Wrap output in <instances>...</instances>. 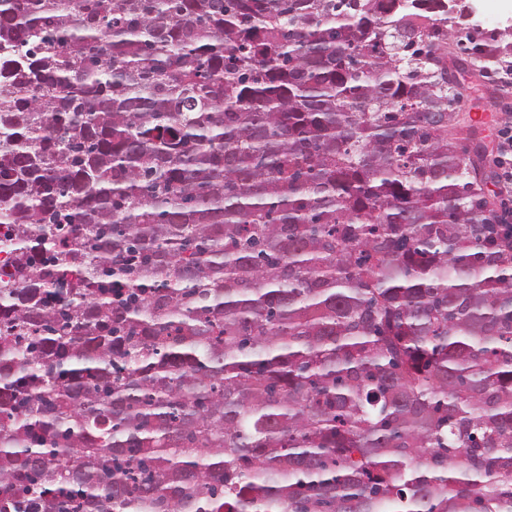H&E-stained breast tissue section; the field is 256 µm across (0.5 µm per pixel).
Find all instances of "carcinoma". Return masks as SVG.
Returning <instances> with one entry per match:
<instances>
[{"mask_svg":"<svg viewBox=\"0 0 512 512\" xmlns=\"http://www.w3.org/2000/svg\"><path fill=\"white\" fill-rule=\"evenodd\" d=\"M442 0H0V512H512V224Z\"/></svg>","mask_w":512,"mask_h":512,"instance_id":"obj_1","label":"carcinoma"}]
</instances>
